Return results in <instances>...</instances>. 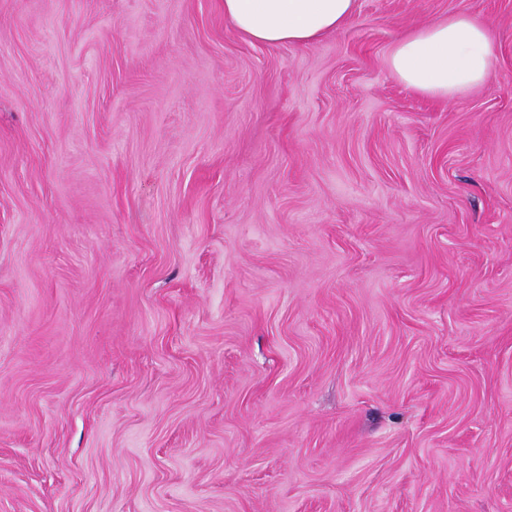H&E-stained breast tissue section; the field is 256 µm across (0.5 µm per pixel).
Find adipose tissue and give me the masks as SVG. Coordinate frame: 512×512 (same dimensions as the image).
<instances>
[{"label":"adipose tissue","mask_w":512,"mask_h":512,"mask_svg":"<svg viewBox=\"0 0 512 512\" xmlns=\"http://www.w3.org/2000/svg\"><path fill=\"white\" fill-rule=\"evenodd\" d=\"M354 0H224V16L249 40L307 45L339 31ZM391 75L411 91L450 100L489 82L493 48L484 21L451 15L400 35Z\"/></svg>","instance_id":"adipose-tissue-1"}]
</instances>
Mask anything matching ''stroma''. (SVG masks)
<instances>
[{
    "instance_id": "35a3bbf8",
    "label": "stroma",
    "mask_w": 512,
    "mask_h": 512,
    "mask_svg": "<svg viewBox=\"0 0 512 512\" xmlns=\"http://www.w3.org/2000/svg\"><path fill=\"white\" fill-rule=\"evenodd\" d=\"M0 512H512V0H0ZM355 0H224V17L261 44L307 45L339 31ZM493 48L484 21L451 15L400 35L387 64L411 91L451 100L489 82Z\"/></svg>"
}]
</instances>
